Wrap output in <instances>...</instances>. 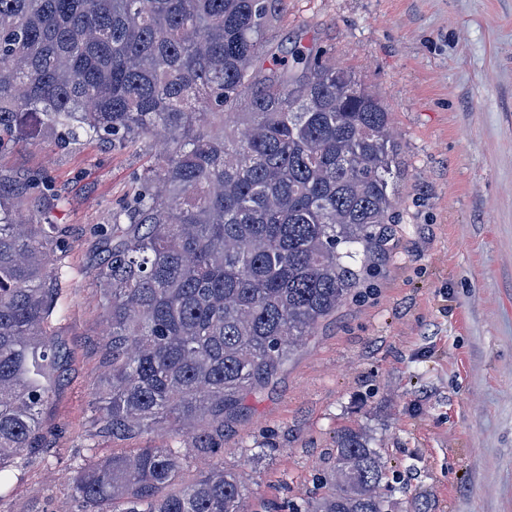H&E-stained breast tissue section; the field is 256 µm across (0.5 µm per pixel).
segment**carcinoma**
Returning a JSON list of instances; mask_svg holds the SVG:
<instances>
[{"label":"carcinoma","mask_w":512,"mask_h":512,"mask_svg":"<svg viewBox=\"0 0 512 512\" xmlns=\"http://www.w3.org/2000/svg\"><path fill=\"white\" fill-rule=\"evenodd\" d=\"M287 0H0V152L50 134L160 152L99 227L107 343L95 436L174 438L131 454L84 445L77 512H244L218 460L224 420L349 297L395 223L384 105L310 48L275 44ZM270 66H265V61ZM0 172V486L40 463L38 413L69 354L51 321L67 231L17 211ZM191 459L205 470L190 482ZM371 438L337 436L310 512H388Z\"/></svg>","instance_id":"1"}]
</instances>
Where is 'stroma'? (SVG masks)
Instances as JSON below:
<instances>
[{
  "label": "stroma",
  "instance_id": "stroma-1",
  "mask_svg": "<svg viewBox=\"0 0 512 512\" xmlns=\"http://www.w3.org/2000/svg\"><path fill=\"white\" fill-rule=\"evenodd\" d=\"M277 41L349 70L387 108L399 144L385 253L224 424L246 512H307L336 437L367 433L394 512H512V0H288ZM148 139L112 149L51 140L0 153V171L57 193L70 268L52 332L72 354L40 409L45 464L13 469L0 512H74V419L99 372L102 243Z\"/></svg>",
  "mask_w": 512,
  "mask_h": 512
}]
</instances>
